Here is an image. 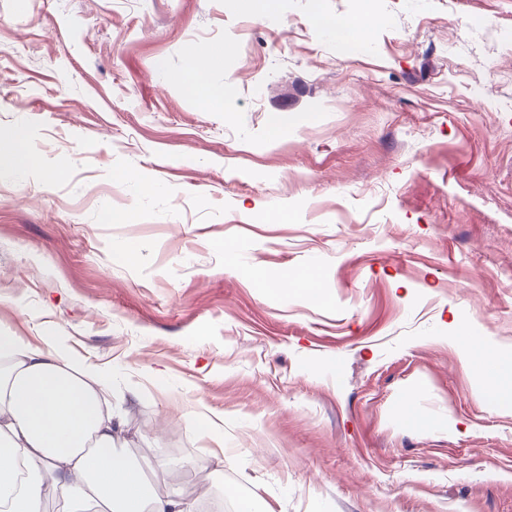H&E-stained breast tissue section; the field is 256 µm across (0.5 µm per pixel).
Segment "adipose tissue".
Listing matches in <instances>:
<instances>
[{
  "label": "adipose tissue",
  "instance_id": "1",
  "mask_svg": "<svg viewBox=\"0 0 512 512\" xmlns=\"http://www.w3.org/2000/svg\"><path fill=\"white\" fill-rule=\"evenodd\" d=\"M209 60L189 57L183 80L207 108L225 90L210 84ZM102 374L0 327V512H42L55 495L64 512H197L195 501L147 480L120 446L105 407Z\"/></svg>",
  "mask_w": 512,
  "mask_h": 512
}]
</instances>
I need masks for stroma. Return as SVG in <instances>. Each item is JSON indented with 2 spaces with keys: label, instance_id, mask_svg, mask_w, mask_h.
<instances>
[{
  "label": "stroma",
  "instance_id": "obj_1",
  "mask_svg": "<svg viewBox=\"0 0 512 512\" xmlns=\"http://www.w3.org/2000/svg\"><path fill=\"white\" fill-rule=\"evenodd\" d=\"M318 12L369 13L364 42ZM17 134L40 166L0 168V324L93 364L166 488L512 512V386L491 407L462 361L470 334L512 371V0H0ZM209 66V60L201 59L197 56H190L183 73L184 82L205 108H213L221 105L228 92L227 86H224L223 90L208 82L206 72Z\"/></svg>",
  "mask_w": 512,
  "mask_h": 512
}]
</instances>
